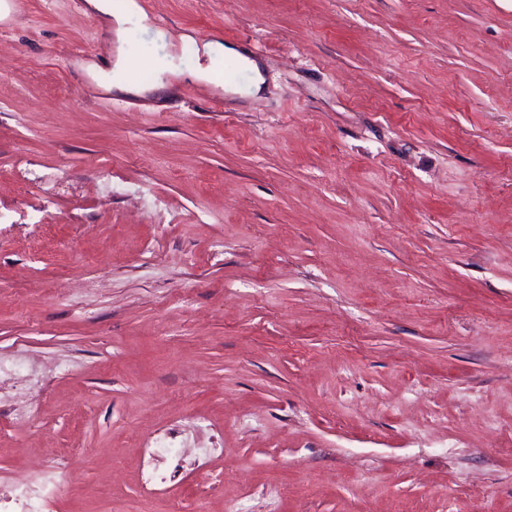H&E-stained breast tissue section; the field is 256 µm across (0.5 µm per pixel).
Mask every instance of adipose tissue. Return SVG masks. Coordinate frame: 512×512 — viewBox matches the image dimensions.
I'll use <instances>...</instances> for the list:
<instances>
[{
  "label": "adipose tissue",
  "instance_id": "1",
  "mask_svg": "<svg viewBox=\"0 0 512 512\" xmlns=\"http://www.w3.org/2000/svg\"><path fill=\"white\" fill-rule=\"evenodd\" d=\"M88 13L103 19L114 33L119 45L114 62L115 70H124L128 65V55L123 47L126 35L131 29H138L144 32H153L156 41L162 42L166 34L160 30H154L153 25L137 0H124L120 6H113L112 0H85ZM202 53L208 59L207 66L192 71L193 79L199 81H212L218 67L224 60L231 59L244 67L252 74L251 81L247 87V93L251 96L259 95L265 84V77L262 72L260 61L246 56L244 53L216 38L207 40L202 45Z\"/></svg>",
  "mask_w": 512,
  "mask_h": 512
}]
</instances>
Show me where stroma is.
Segmentation results:
<instances>
[{
  "label": "stroma",
  "instance_id": "stroma-1",
  "mask_svg": "<svg viewBox=\"0 0 512 512\" xmlns=\"http://www.w3.org/2000/svg\"><path fill=\"white\" fill-rule=\"evenodd\" d=\"M138 2L268 85L112 92L85 0H0V484L166 512L168 436L209 512H512V0ZM202 54L207 57L209 64L189 72L188 77L194 80L214 83L213 76L217 68L224 64V59H231L252 74L246 94L249 96H257L262 92L266 80L262 72L260 61L251 59L233 46H225L224 42L216 38H211L202 44ZM147 461L143 471V485L150 495H162L179 475L182 454L165 441L146 448Z\"/></svg>",
  "mask_w": 512,
  "mask_h": 512
}]
</instances>
